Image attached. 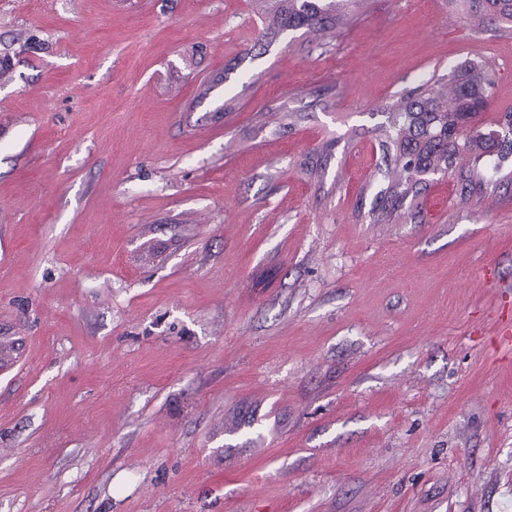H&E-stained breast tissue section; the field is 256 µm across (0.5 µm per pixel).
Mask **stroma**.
Segmentation results:
<instances>
[{"mask_svg":"<svg viewBox=\"0 0 512 512\" xmlns=\"http://www.w3.org/2000/svg\"><path fill=\"white\" fill-rule=\"evenodd\" d=\"M364 3L0 0V512H512V193L370 213L380 108L473 56L512 107V37ZM358 0H252L262 24V37L301 31L310 41L321 43L337 24H347L356 10L347 3ZM488 318L496 347L510 354L512 351V315L510 307L506 308L505 305H501L493 313H489Z\"/></svg>","mask_w":512,"mask_h":512,"instance_id":"35a3bbf8","label":"stroma"}]
</instances>
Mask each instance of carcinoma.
Wrapping results in <instances>:
<instances>
[{"label":"carcinoma","mask_w":512,"mask_h":512,"mask_svg":"<svg viewBox=\"0 0 512 512\" xmlns=\"http://www.w3.org/2000/svg\"><path fill=\"white\" fill-rule=\"evenodd\" d=\"M448 7L479 26L512 34V0H448ZM252 8L262 37L299 31L319 43L355 15L346 9V0H252ZM496 85V74L467 60L453 69L448 82L432 77L381 108L384 187L377 220H391L429 185L432 173L453 171L462 153L474 155L480 168L459 176L461 197L512 181V110L487 122L476 108L482 96H494Z\"/></svg>","instance_id":"carcinoma-1"}]
</instances>
